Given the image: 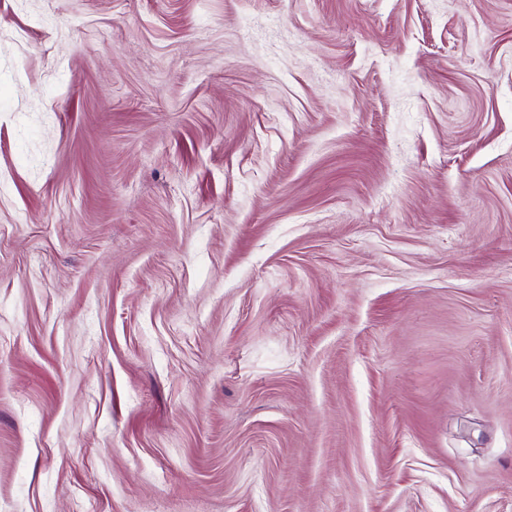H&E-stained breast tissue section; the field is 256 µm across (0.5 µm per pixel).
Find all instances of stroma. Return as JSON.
<instances>
[{"mask_svg":"<svg viewBox=\"0 0 512 512\" xmlns=\"http://www.w3.org/2000/svg\"><path fill=\"white\" fill-rule=\"evenodd\" d=\"M0 512H512V0H0Z\"/></svg>","mask_w":512,"mask_h":512,"instance_id":"35a3bbf8","label":"stroma"}]
</instances>
